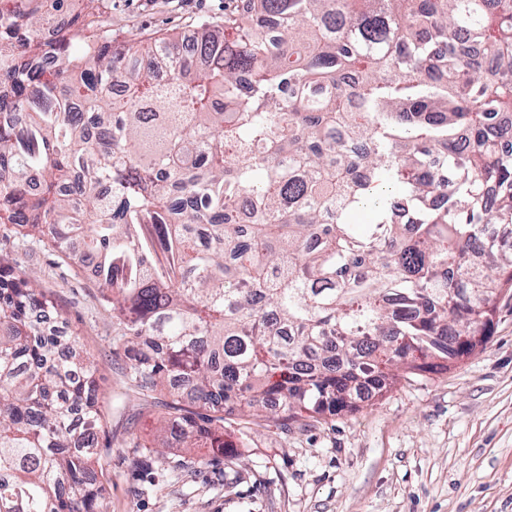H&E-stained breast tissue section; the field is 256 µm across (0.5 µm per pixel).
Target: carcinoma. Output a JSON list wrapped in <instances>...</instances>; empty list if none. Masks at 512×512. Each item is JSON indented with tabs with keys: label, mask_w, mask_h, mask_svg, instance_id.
Segmentation results:
<instances>
[{
	"label": "carcinoma",
	"mask_w": 512,
	"mask_h": 512,
	"mask_svg": "<svg viewBox=\"0 0 512 512\" xmlns=\"http://www.w3.org/2000/svg\"><path fill=\"white\" fill-rule=\"evenodd\" d=\"M0 16V224L93 261L169 438L320 419L485 344L512 289V0H245L118 43ZM405 221H394L395 210ZM0 257V512H107L91 366Z\"/></svg>",
	"instance_id": "obj_1"
}]
</instances>
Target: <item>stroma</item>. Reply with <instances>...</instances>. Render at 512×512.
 <instances>
[{"label": "stroma", "instance_id": "35a3bbf8", "mask_svg": "<svg viewBox=\"0 0 512 512\" xmlns=\"http://www.w3.org/2000/svg\"><path fill=\"white\" fill-rule=\"evenodd\" d=\"M239 0H70L82 39L193 33ZM0 252L36 272L77 347L95 364L106 436L98 453L108 512H512V290L491 336L439 372L404 377L359 410L318 421H225L232 461L204 448L154 451L167 391L127 377L112 310L90 272L42 242L0 236Z\"/></svg>", "mask_w": 512, "mask_h": 512}]
</instances>
